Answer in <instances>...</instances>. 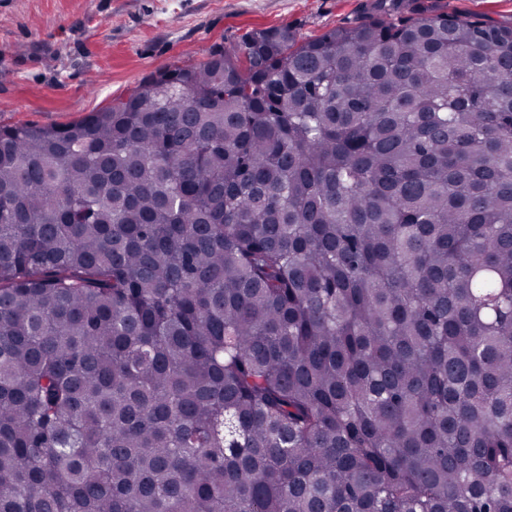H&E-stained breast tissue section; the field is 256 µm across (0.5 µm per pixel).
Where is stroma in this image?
<instances>
[{
  "label": "stroma",
  "mask_w": 512,
  "mask_h": 512,
  "mask_svg": "<svg viewBox=\"0 0 512 512\" xmlns=\"http://www.w3.org/2000/svg\"><path fill=\"white\" fill-rule=\"evenodd\" d=\"M375 0H0V125L51 127L126 98L146 77L203 60L247 31L298 42L350 26ZM447 12L512 22V0H438Z\"/></svg>",
  "instance_id": "stroma-1"
}]
</instances>
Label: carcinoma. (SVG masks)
Listing matches in <instances>:
<instances>
[{
    "label": "carcinoma",
    "mask_w": 512,
    "mask_h": 512,
    "mask_svg": "<svg viewBox=\"0 0 512 512\" xmlns=\"http://www.w3.org/2000/svg\"><path fill=\"white\" fill-rule=\"evenodd\" d=\"M414 2L0 126V512H512V25Z\"/></svg>",
    "instance_id": "obj_1"
}]
</instances>
